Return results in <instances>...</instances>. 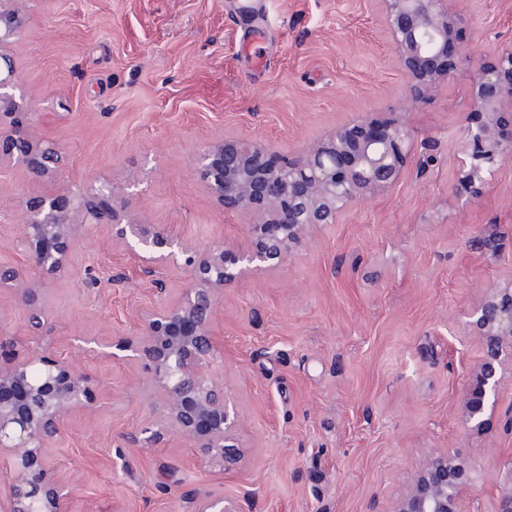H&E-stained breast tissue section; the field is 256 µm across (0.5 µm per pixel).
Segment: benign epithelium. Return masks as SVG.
Returning <instances> with one entry per match:
<instances>
[{"instance_id": "1", "label": "benign epithelium", "mask_w": 512, "mask_h": 512, "mask_svg": "<svg viewBox=\"0 0 512 512\" xmlns=\"http://www.w3.org/2000/svg\"><path fill=\"white\" fill-rule=\"evenodd\" d=\"M28 0H0V163L19 165L31 178L56 175L64 162L50 141L32 135L14 89V64L7 48L21 35ZM386 35L405 75L412 103L429 98L468 56L454 57L448 46L461 14L452 0H379ZM478 118L465 132L469 163L457 197L479 193L485 174L512 158V48L499 52L469 90ZM409 159L404 121L395 112L359 115L294 154L245 139L204 145L197 158L200 180L224 214H245L241 242H216L194 249L175 240L159 224H142L116 207L110 185L86 192L59 189L27 199L23 237L27 264H0V288L28 306V322L38 330L45 312L37 304L41 279L69 269L76 242L93 227H107L144 273L169 266L187 274L178 302L139 314L141 340L111 339L108 355L124 353L142 362L155 389L159 420L141 429L145 442L164 435L187 437L209 461L227 471L242 449L236 437L239 411L224 395V383L210 372L224 357L215 317L224 287L259 270L283 265L308 232L335 224L350 204L391 188ZM470 324L483 342V358L463 389L466 423L479 431L488 403L503 381L504 351H512V285L490 288L471 310ZM98 393L70 362L34 353L18 357L0 349V453L11 470L0 512H73L72 490L46 464V451L64 417L90 409ZM466 464L450 449L427 456L393 512H462L474 497ZM496 512H512V466L497 483ZM194 512H239L237 501L205 494Z\"/></svg>"}]
</instances>
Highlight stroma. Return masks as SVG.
Instances as JSON below:
<instances>
[{"label":"stroma","mask_w":512,"mask_h":512,"mask_svg":"<svg viewBox=\"0 0 512 512\" xmlns=\"http://www.w3.org/2000/svg\"><path fill=\"white\" fill-rule=\"evenodd\" d=\"M456 8L471 62L413 105L376 0H34L11 48L17 92L64 166L40 181L0 168L1 264L25 259L22 201L63 186L111 184L142 223L196 248L240 241L245 217L224 214L195 165L224 137L289 152L355 115L400 112L412 156L398 183L313 228L282 267L225 288L214 370L244 449L230 472L183 437L134 445L154 415L148 374L98 345L138 340L140 310L176 301L183 270L157 271L156 291L97 228L70 271L44 281L40 332L0 290V344L67 359L100 394L66 416L47 453L75 512H193L204 493L236 498L241 512H392L423 459L446 448L475 477L463 512H495L512 464V376L479 433L463 421L461 388L483 357L467 314L512 282V159L471 202L455 189L469 86L512 47V0ZM482 233L494 250L479 248Z\"/></svg>","instance_id":"35a3bbf8"}]
</instances>
